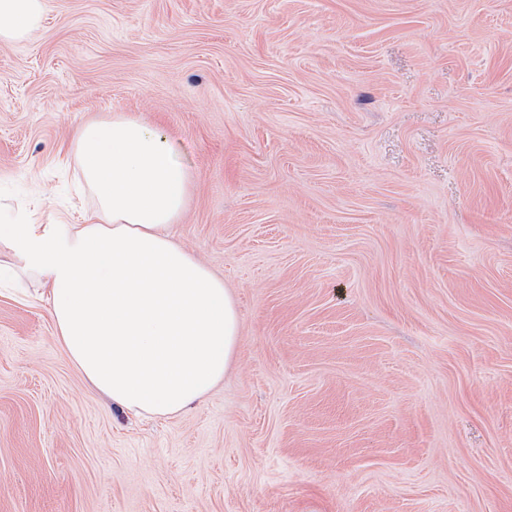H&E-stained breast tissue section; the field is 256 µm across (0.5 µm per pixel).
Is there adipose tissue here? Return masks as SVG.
<instances>
[{
  "mask_svg": "<svg viewBox=\"0 0 512 512\" xmlns=\"http://www.w3.org/2000/svg\"><path fill=\"white\" fill-rule=\"evenodd\" d=\"M48 0H0V43L28 39ZM72 155L97 206L83 224H1L14 263L48 290L57 343L125 410L176 418L224 379L239 346L223 279L176 240L192 175L136 118L84 124Z\"/></svg>",
  "mask_w": 512,
  "mask_h": 512,
  "instance_id": "obj_1",
  "label": "adipose tissue"
}]
</instances>
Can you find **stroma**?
Returning <instances> with one entry per match:
<instances>
[{
	"label": "stroma",
	"mask_w": 512,
	"mask_h": 512,
	"mask_svg": "<svg viewBox=\"0 0 512 512\" xmlns=\"http://www.w3.org/2000/svg\"><path fill=\"white\" fill-rule=\"evenodd\" d=\"M115 114L191 172L240 344L136 417L0 284V512H512V0H50L0 43V224L84 223Z\"/></svg>",
	"instance_id": "obj_1"
}]
</instances>
